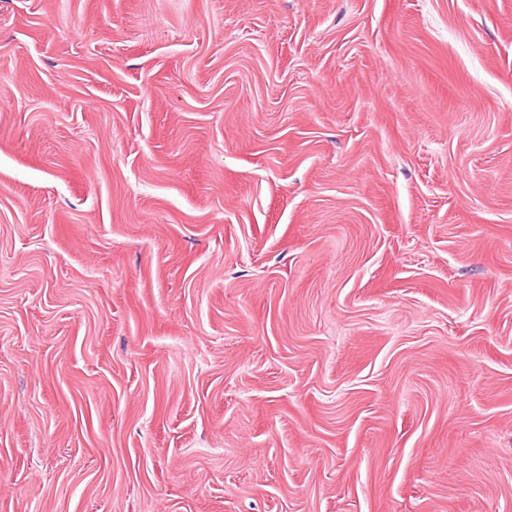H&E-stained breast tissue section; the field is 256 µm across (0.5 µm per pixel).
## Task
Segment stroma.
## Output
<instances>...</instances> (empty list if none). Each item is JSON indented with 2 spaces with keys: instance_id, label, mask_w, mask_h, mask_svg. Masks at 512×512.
<instances>
[{
  "instance_id": "stroma-1",
  "label": "stroma",
  "mask_w": 512,
  "mask_h": 512,
  "mask_svg": "<svg viewBox=\"0 0 512 512\" xmlns=\"http://www.w3.org/2000/svg\"><path fill=\"white\" fill-rule=\"evenodd\" d=\"M0 512H512V0H0Z\"/></svg>"
}]
</instances>
